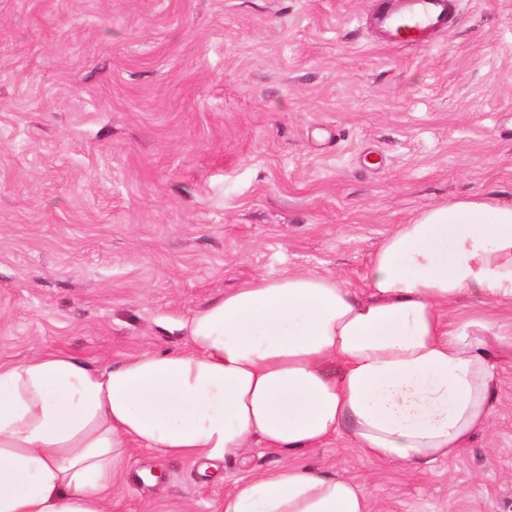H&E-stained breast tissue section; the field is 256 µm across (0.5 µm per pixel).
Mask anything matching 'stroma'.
<instances>
[{"label": "stroma", "instance_id": "1", "mask_svg": "<svg viewBox=\"0 0 512 512\" xmlns=\"http://www.w3.org/2000/svg\"><path fill=\"white\" fill-rule=\"evenodd\" d=\"M385 0H0V361L91 366L175 349L259 275L364 293L396 225L459 197L512 201V0H457L422 48ZM499 341L489 426L415 469L345 434L299 465L378 512H512V306L461 297ZM272 452L199 464L141 450L112 512H221Z\"/></svg>", "mask_w": 512, "mask_h": 512}]
</instances>
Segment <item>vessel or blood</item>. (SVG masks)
Here are the masks:
<instances>
[{"label":"vessel or blood","instance_id":"vessel-or-blood-1","mask_svg":"<svg viewBox=\"0 0 512 512\" xmlns=\"http://www.w3.org/2000/svg\"><path fill=\"white\" fill-rule=\"evenodd\" d=\"M452 8V0H397L394 8L375 14L374 25L390 44L421 46L447 28Z\"/></svg>","mask_w":512,"mask_h":512}]
</instances>
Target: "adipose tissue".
<instances>
[{"mask_svg":"<svg viewBox=\"0 0 512 512\" xmlns=\"http://www.w3.org/2000/svg\"><path fill=\"white\" fill-rule=\"evenodd\" d=\"M358 297L315 272L257 276L184 325L181 347L90 366L46 351L0 362V512H112L132 451L280 465L222 512H374L353 480L297 465L337 434L377 460L454 457L490 424L487 326L460 296L512 306V201L461 197L398 225Z\"/></svg>","mask_w":512,"mask_h":512,"instance_id":"1","label":"adipose tissue"}]
</instances>
